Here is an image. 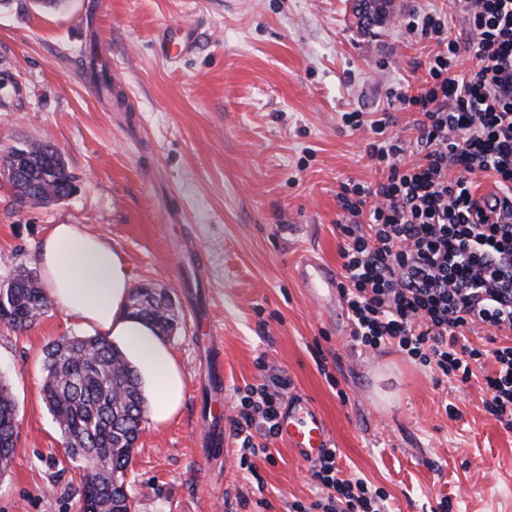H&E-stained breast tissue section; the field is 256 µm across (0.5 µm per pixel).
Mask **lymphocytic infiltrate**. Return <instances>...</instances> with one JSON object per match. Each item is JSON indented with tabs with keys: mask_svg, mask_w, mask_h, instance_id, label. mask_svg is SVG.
Masks as SVG:
<instances>
[{
	"mask_svg": "<svg viewBox=\"0 0 512 512\" xmlns=\"http://www.w3.org/2000/svg\"><path fill=\"white\" fill-rule=\"evenodd\" d=\"M466 27L452 33L436 13L403 18L408 33L435 41L418 89L401 87L390 102L415 112L417 158L402 159L389 135L392 113L368 120L343 115L352 129L374 136L367 153L382 167L374 183L350 182L337 195L343 238L338 287L354 343L397 347L410 361L468 382L472 365L494 363L487 411L512 430V0H455ZM475 62L460 68L463 50ZM490 182L492 193L481 190ZM486 332L473 346L468 333ZM291 385L248 388L237 422L243 434L240 469L255 472L247 430L263 420L279 433L281 400ZM327 497L293 503V512H384L385 495L360 478H344L335 449L311 467Z\"/></svg>",
	"mask_w": 512,
	"mask_h": 512,
	"instance_id": "obj_1",
	"label": "lymphocytic infiltrate"
}]
</instances>
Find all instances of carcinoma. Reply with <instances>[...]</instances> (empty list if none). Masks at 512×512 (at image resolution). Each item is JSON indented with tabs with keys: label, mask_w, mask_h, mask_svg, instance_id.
I'll use <instances>...</instances> for the list:
<instances>
[{
	"label": "carcinoma",
	"mask_w": 512,
	"mask_h": 512,
	"mask_svg": "<svg viewBox=\"0 0 512 512\" xmlns=\"http://www.w3.org/2000/svg\"><path fill=\"white\" fill-rule=\"evenodd\" d=\"M385 0H354L353 13L365 27L379 23L372 4ZM49 145L34 142L26 150L32 165L28 175L40 181L38 164ZM72 191V178L64 161L55 164L52 180L39 192L19 188L20 202L63 199ZM50 304L40 277L20 271L0 287V321L25 331ZM133 314L161 333L171 329L175 312L171 299L150 287L134 293ZM42 399L55 418L62 437L64 457L83 466L84 494L79 512H130L125 474L148 411L137 371L124 353L103 336H80L54 341L43 349ZM19 438L16 403L9 385L0 381V471L10 465Z\"/></svg>",
	"instance_id": "obj_1"
}]
</instances>
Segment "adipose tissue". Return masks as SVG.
I'll return each instance as SVG.
<instances>
[{"instance_id":"1","label":"adipose tissue","mask_w":512,"mask_h":512,"mask_svg":"<svg viewBox=\"0 0 512 512\" xmlns=\"http://www.w3.org/2000/svg\"><path fill=\"white\" fill-rule=\"evenodd\" d=\"M38 265L50 300L64 314L122 347L152 392L151 418L163 426L178 414L186 380L172 349L127 305L130 275L123 253L77 224L52 225Z\"/></svg>"}]
</instances>
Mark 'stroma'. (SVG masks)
<instances>
[{
    "mask_svg": "<svg viewBox=\"0 0 512 512\" xmlns=\"http://www.w3.org/2000/svg\"><path fill=\"white\" fill-rule=\"evenodd\" d=\"M92 0L58 10L0 9V154L58 148L73 191L18 204L0 177V285L37 266L50 225L111 239L132 288L170 296L180 321L166 341L186 379L178 415L145 422L126 485L131 512H289L318 494L309 462L263 437L242 471L238 400L284 375L321 412L343 476L383 489L389 512H512V431L485 409L491 360L462 384L396 349L352 346L344 311L323 313L293 275L304 254L340 270L336 195L381 173L369 128L342 115L379 112L387 92L423 76L433 41L401 32L413 12L465 22L452 0H390L360 27L353 0ZM188 34L162 50L167 29ZM117 72L129 100L112 109L93 66ZM58 306L27 331L0 323V379L13 391L19 439L0 475V512H76L82 471L64 460L42 400V350L82 335ZM224 357L226 454L207 456L203 413L214 348ZM454 405L447 414L446 405Z\"/></svg>",
    "mask_w": 512,
    "mask_h": 512,
    "instance_id": "35a3bbf8",
    "label": "stroma"
}]
</instances>
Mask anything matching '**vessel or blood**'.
Wrapping results in <instances>:
<instances>
[{"mask_svg": "<svg viewBox=\"0 0 512 512\" xmlns=\"http://www.w3.org/2000/svg\"><path fill=\"white\" fill-rule=\"evenodd\" d=\"M294 273L315 300L329 306L340 303L341 295L334 275L314 257H300ZM280 427L290 447L310 463L315 462L332 442V435L318 409L299 396L289 398L288 410L280 419Z\"/></svg>", "mask_w": 512, "mask_h": 512, "instance_id": "b4317fda", "label": "vessel or blood"}]
</instances>
